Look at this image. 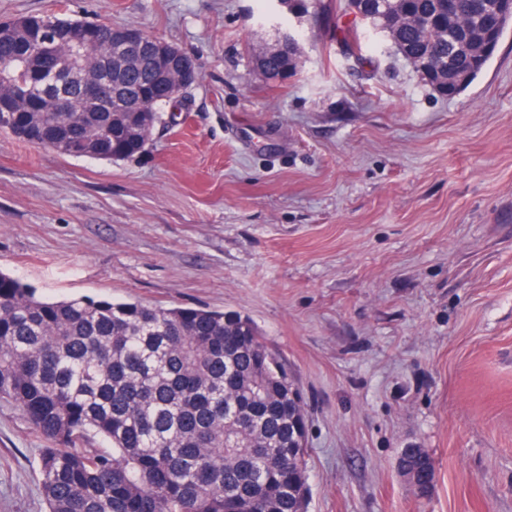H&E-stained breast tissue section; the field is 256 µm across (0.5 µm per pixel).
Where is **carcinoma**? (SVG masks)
Wrapping results in <instances>:
<instances>
[{
	"mask_svg": "<svg viewBox=\"0 0 512 512\" xmlns=\"http://www.w3.org/2000/svg\"><path fill=\"white\" fill-rule=\"evenodd\" d=\"M361 17L383 33L423 79L464 68L475 79L489 58L469 44L503 34V0H366ZM0 38V96L35 82L45 67L68 68L79 54L62 37L49 59L37 45L52 27ZM298 46L256 67L268 76L295 71ZM159 72L142 59L118 82L122 95L146 94ZM97 77L96 55L65 88L72 111L38 95L8 114L15 129L63 128L76 143H112L105 161L141 154L140 141L112 137V113H90L84 86ZM10 127V128H12ZM10 128L0 125L1 132ZM0 399L15 403L48 442L41 490L48 512H300L308 491L294 426L305 418L300 393L278 354L238 314L94 296L48 300L0 273ZM112 453L85 447L90 436ZM398 465L426 495L434 467L424 448H406Z\"/></svg>",
	"mask_w": 512,
	"mask_h": 512,
	"instance_id": "obj_1",
	"label": "carcinoma"
}]
</instances>
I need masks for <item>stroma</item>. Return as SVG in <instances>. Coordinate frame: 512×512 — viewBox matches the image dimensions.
I'll use <instances>...</instances> for the list:
<instances>
[{
  "label": "stroma",
  "mask_w": 512,
  "mask_h": 512,
  "mask_svg": "<svg viewBox=\"0 0 512 512\" xmlns=\"http://www.w3.org/2000/svg\"><path fill=\"white\" fill-rule=\"evenodd\" d=\"M37 14L139 28L199 78L128 160L0 132V271L250 318L302 394L307 512H512V24L448 98L382 36L346 57L348 0H0ZM280 32L300 65L271 78ZM45 446L0 401V512H46ZM398 465L419 496L426 495L433 481L434 467L428 451L424 448H406L402 451Z\"/></svg>",
  "instance_id": "stroma-1"
}]
</instances>
